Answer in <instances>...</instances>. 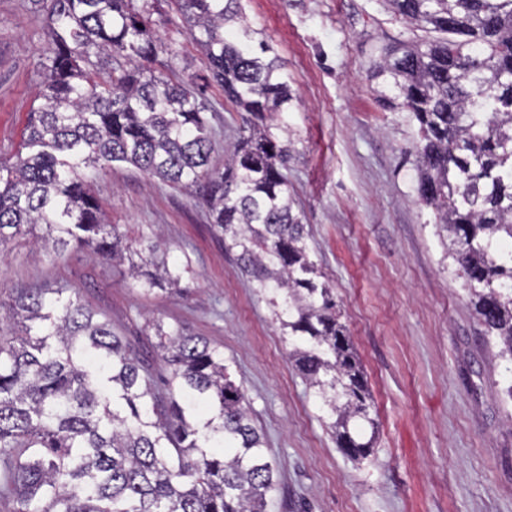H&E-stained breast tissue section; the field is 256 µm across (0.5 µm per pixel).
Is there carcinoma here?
Returning <instances> with one entry per match:
<instances>
[{
    "instance_id": "cac0c4a2",
    "label": "carcinoma",
    "mask_w": 512,
    "mask_h": 512,
    "mask_svg": "<svg viewBox=\"0 0 512 512\" xmlns=\"http://www.w3.org/2000/svg\"><path fill=\"white\" fill-rule=\"evenodd\" d=\"M395 21L441 37L394 39L371 77L396 90L383 107L418 124L416 193L449 234L488 344L512 373V0H380ZM180 14L224 100L251 116L249 134L211 162L209 102L171 62L153 27ZM45 92L26 152L0 161V252L45 229L97 260L132 248L106 221L96 178L127 163L193 190L271 309L337 449L371 456L377 429L360 356L336 295L309 258L288 182V142L267 121L288 111V75L240 0H50ZM139 249L128 276L149 295L184 294L179 264ZM66 289L14 288L0 309V503L12 512H266L276 489L265 436L224 351L179 325L147 327L169 369L154 377L129 343Z\"/></svg>"
}]
</instances>
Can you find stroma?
I'll return each mask as SVG.
<instances>
[{"label":"stroma","instance_id":"1","mask_svg":"<svg viewBox=\"0 0 512 512\" xmlns=\"http://www.w3.org/2000/svg\"><path fill=\"white\" fill-rule=\"evenodd\" d=\"M288 74V177L310 256L335 291L377 410L373 454L346 459L288 360V342L224 237L187 191L116 163L96 179L111 223L132 241L162 236L188 295L143 294L123 266L27 238L0 254V286L71 288L157 362L146 316L224 350L277 469L268 512H512V403L504 365L482 340L416 194L409 112L376 101L370 63L389 36L413 38L379 0H240ZM37 0H0V158L14 161L43 89L48 38ZM159 34L172 78L193 81L216 112L214 165L242 124L179 15Z\"/></svg>","mask_w":512,"mask_h":512}]
</instances>
